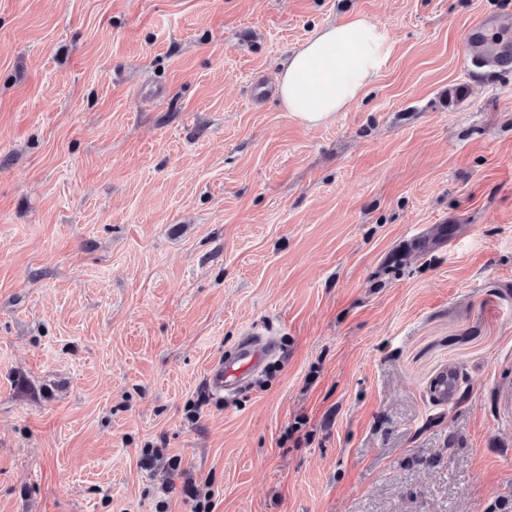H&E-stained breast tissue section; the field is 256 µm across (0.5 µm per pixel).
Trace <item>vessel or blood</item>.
Here are the masks:
<instances>
[{"label":"vessel or blood","instance_id":"obj_1","mask_svg":"<svg viewBox=\"0 0 512 512\" xmlns=\"http://www.w3.org/2000/svg\"><path fill=\"white\" fill-rule=\"evenodd\" d=\"M279 350L276 337L253 328L239 340L233 354L213 363L207 374V385L216 394L233 396ZM455 367L442 371L433 383V394L441 404L455 399Z\"/></svg>","mask_w":512,"mask_h":512}]
</instances>
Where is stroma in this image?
Listing matches in <instances>:
<instances>
[{"mask_svg":"<svg viewBox=\"0 0 512 512\" xmlns=\"http://www.w3.org/2000/svg\"><path fill=\"white\" fill-rule=\"evenodd\" d=\"M358 14L391 51L346 111L253 99ZM474 29L512 0H0V512H512V68ZM278 351L275 336L252 327L241 337L233 354L210 366L207 385L212 392L231 397ZM455 377L456 367L448 366V369L442 371L433 383V394L442 405H448L455 399Z\"/></svg>","mask_w":512,"mask_h":512,"instance_id":"35a3bbf8","label":"stroma"}]
</instances>
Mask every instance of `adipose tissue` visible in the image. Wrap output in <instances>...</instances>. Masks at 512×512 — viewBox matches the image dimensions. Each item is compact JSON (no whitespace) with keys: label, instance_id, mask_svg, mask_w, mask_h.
I'll return each instance as SVG.
<instances>
[{"label":"adipose tissue","instance_id":"obj_1","mask_svg":"<svg viewBox=\"0 0 512 512\" xmlns=\"http://www.w3.org/2000/svg\"><path fill=\"white\" fill-rule=\"evenodd\" d=\"M389 49L386 30L360 15L321 27L279 74L284 106L306 125L327 122L377 79Z\"/></svg>","mask_w":512,"mask_h":512}]
</instances>
